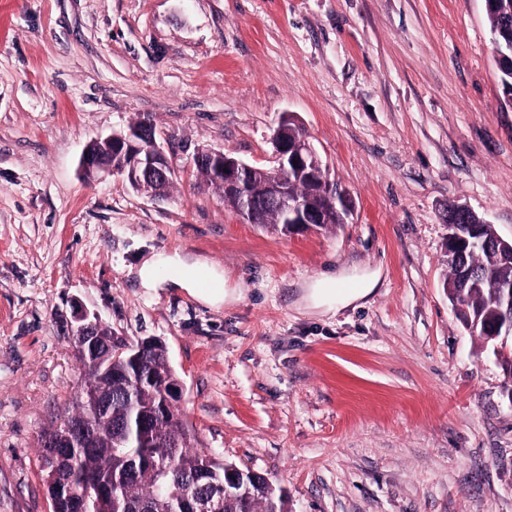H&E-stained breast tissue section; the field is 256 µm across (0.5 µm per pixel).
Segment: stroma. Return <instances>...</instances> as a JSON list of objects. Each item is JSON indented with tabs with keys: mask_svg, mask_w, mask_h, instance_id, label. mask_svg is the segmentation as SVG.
<instances>
[{
	"mask_svg": "<svg viewBox=\"0 0 512 512\" xmlns=\"http://www.w3.org/2000/svg\"><path fill=\"white\" fill-rule=\"evenodd\" d=\"M297 115L351 223L281 235L199 186L198 150L269 166ZM168 198L86 182L84 147L141 119ZM512 240V108L484 0H0V512H52L38 441L81 381L73 302L161 339L196 448L288 512H512V377L443 289L444 209ZM178 251L240 300L141 287ZM326 270L360 307L303 308Z\"/></svg>",
	"mask_w": 512,
	"mask_h": 512,
	"instance_id": "1",
	"label": "stroma"
}]
</instances>
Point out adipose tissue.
<instances>
[{"label": "adipose tissue", "instance_id": "ef3b65f1", "mask_svg": "<svg viewBox=\"0 0 512 512\" xmlns=\"http://www.w3.org/2000/svg\"><path fill=\"white\" fill-rule=\"evenodd\" d=\"M138 275L142 287L157 290L169 282L212 306L233 302L241 297L239 289L228 287L224 273L177 252H161L144 260ZM377 282V275L371 274L361 278L357 287L344 289L335 275L323 273L310 282L303 301L306 309L325 315L365 299L373 293Z\"/></svg>", "mask_w": 512, "mask_h": 512}]
</instances>
